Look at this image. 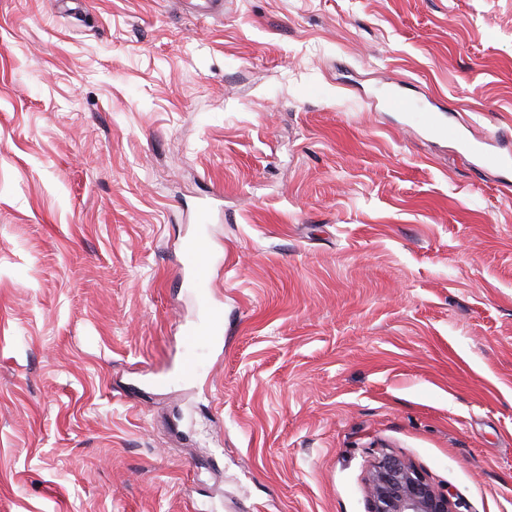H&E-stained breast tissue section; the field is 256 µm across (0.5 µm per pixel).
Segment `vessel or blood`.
<instances>
[{
	"instance_id": "vessel-or-blood-1",
	"label": "vessel or blood",
	"mask_w": 512,
	"mask_h": 512,
	"mask_svg": "<svg viewBox=\"0 0 512 512\" xmlns=\"http://www.w3.org/2000/svg\"><path fill=\"white\" fill-rule=\"evenodd\" d=\"M387 106L392 111L405 113L412 122L421 125L429 133L454 142L459 151L478 166L501 167L512 163V156L497 151L493 142L471 138L457 124L444 122L423 102L395 93L388 98ZM181 252L187 262L193 288L198 297H205L210 288L211 277L209 259L212 255V244L209 238L201 232L189 235L181 243ZM223 331L222 311L207 309L203 321L189 331L190 341L180 371L182 377L193 376L200 369L198 344L204 339L221 335Z\"/></svg>"
}]
</instances>
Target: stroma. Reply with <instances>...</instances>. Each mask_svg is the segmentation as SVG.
<instances>
[{"label":"stroma","instance_id":"35a3bbf8","mask_svg":"<svg viewBox=\"0 0 512 512\" xmlns=\"http://www.w3.org/2000/svg\"><path fill=\"white\" fill-rule=\"evenodd\" d=\"M398 83L512 132V0H0V512H512V167ZM387 106L394 112L405 113L412 122L421 125L429 133L454 142L459 151L479 167H501L508 165L510 159L512 162V155L497 151L492 141L471 138L457 124L444 122L421 101L394 93L387 99ZM191 277V284L201 300L206 299L210 288L211 264L208 262L212 255V244L202 232L189 235L181 243ZM224 333V318L220 309L207 308L202 322L189 330L190 341L185 350L180 375L184 378L191 377L200 371L198 359V344L213 336ZM365 482L368 512H459L450 493L435 486L414 462L393 453L371 462Z\"/></svg>","mask_w":512,"mask_h":512}]
</instances>
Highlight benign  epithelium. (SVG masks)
I'll return each mask as SVG.
<instances>
[{
    "label": "benign epithelium",
    "mask_w": 512,
    "mask_h": 512,
    "mask_svg": "<svg viewBox=\"0 0 512 512\" xmlns=\"http://www.w3.org/2000/svg\"><path fill=\"white\" fill-rule=\"evenodd\" d=\"M365 482L368 512H458L450 493L435 486L414 462L393 453L371 462Z\"/></svg>",
    "instance_id": "1"
}]
</instances>
